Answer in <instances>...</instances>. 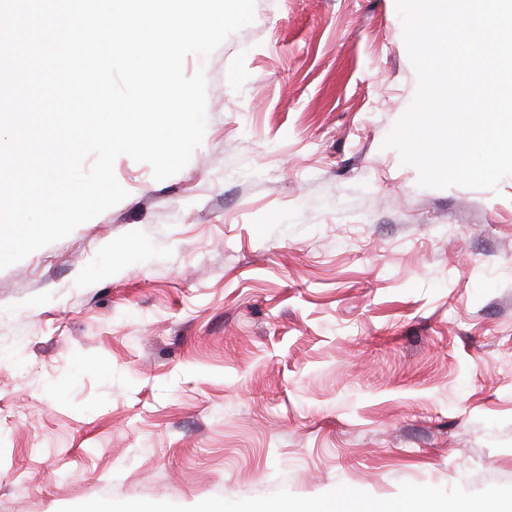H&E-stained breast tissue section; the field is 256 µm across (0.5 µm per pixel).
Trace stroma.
<instances>
[{
  "label": "stroma",
  "instance_id": "1",
  "mask_svg": "<svg viewBox=\"0 0 512 512\" xmlns=\"http://www.w3.org/2000/svg\"><path fill=\"white\" fill-rule=\"evenodd\" d=\"M162 181L0 269V512H512V176L420 186L395 0H256Z\"/></svg>",
  "mask_w": 512,
  "mask_h": 512
}]
</instances>
